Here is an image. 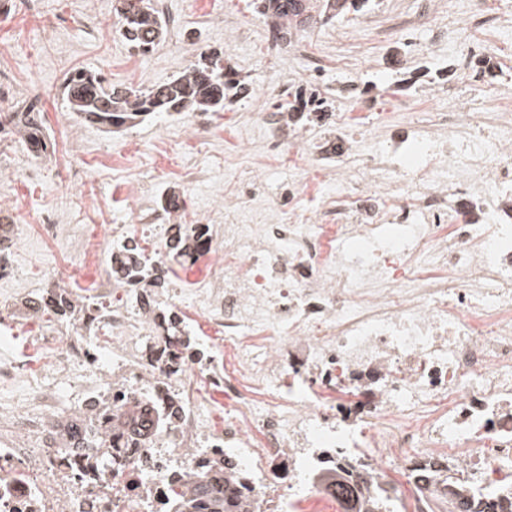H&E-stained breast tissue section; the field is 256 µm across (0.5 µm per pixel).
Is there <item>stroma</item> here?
<instances>
[{"label": "stroma", "instance_id": "obj_1", "mask_svg": "<svg viewBox=\"0 0 512 512\" xmlns=\"http://www.w3.org/2000/svg\"><path fill=\"white\" fill-rule=\"evenodd\" d=\"M32 11L18 0H0V97L15 101L17 110L41 108L52 146L42 156L44 172L37 190L26 177L30 154L16 140L0 142V205L10 206L20 224H31L46 207L57 209L73 234L53 242L30 234L14 243L8 256L15 275L0 281V298L44 288L50 272L72 271V288H85L105 277L107 261L84 263L76 243L98 235L109 243L112 227L125 224L139 203L130 189L149 185L153 201L179 194L185 207L181 224L196 223L200 213L223 211L237 198V175L263 169L271 176L306 175L302 155L285 160L247 152L245 144H260L264 127L245 120L257 101L287 78L289 88L302 84L310 65H318L325 85L367 81L380 89L377 124L386 118L431 116L447 109L448 102L430 86L392 95L388 89L396 74L380 66L388 46L379 30L400 15L413 14L416 0H380L378 10L350 14L332 24L315 26L292 41H272L266 19L256 13L252 0H164L169 14L180 21L151 53L142 55L119 34L117 0H35ZM469 39L495 45L501 72L493 91L472 94L469 107L482 111L494 96H512V18L494 33L470 31ZM219 50L225 66L237 70L254 90L244 100L210 118L207 131L195 135L190 118L158 116L134 128L106 132L96 124L80 122L69 112L63 82L69 70L83 68L101 73L108 81L132 85L161 84L179 76L204 50ZM84 167L80 186L65 185L59 171L71 160ZM192 164L204 172L201 181H182L180 170ZM53 316L5 321L0 336L9 337L31 369H51L47 355L33 351L29 336L46 328H65Z\"/></svg>", "mask_w": 512, "mask_h": 512}]
</instances>
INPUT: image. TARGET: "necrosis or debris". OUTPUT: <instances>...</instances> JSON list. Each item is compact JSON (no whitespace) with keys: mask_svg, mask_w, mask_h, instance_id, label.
Returning a JSON list of instances; mask_svg holds the SVG:
<instances>
[{"mask_svg":"<svg viewBox=\"0 0 512 512\" xmlns=\"http://www.w3.org/2000/svg\"><path fill=\"white\" fill-rule=\"evenodd\" d=\"M494 58L464 41L439 87L447 111L381 136L356 82L329 92L360 106L347 120L262 103L263 151H304L334 183L267 196L252 176L248 208L196 224L138 209L136 230L113 229L111 274L64 332L30 339L52 373L0 342V512H173L174 491L218 473L251 512H318L312 477L335 466L396 467L431 496L466 473L497 493L512 474V101L472 112L455 97ZM306 194L321 218L304 220ZM180 243L199 277L160 290L119 268L160 273ZM198 386L223 394L222 424Z\"/></svg>","mask_w":512,"mask_h":512,"instance_id":"obj_1","label":"necrosis or debris"}]
</instances>
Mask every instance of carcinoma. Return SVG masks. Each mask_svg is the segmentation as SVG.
Here are the masks:
<instances>
[{
    "label": "carcinoma",
    "mask_w": 512,
    "mask_h": 512,
    "mask_svg": "<svg viewBox=\"0 0 512 512\" xmlns=\"http://www.w3.org/2000/svg\"><path fill=\"white\" fill-rule=\"evenodd\" d=\"M118 9L120 35L137 51L152 52L164 39L166 24L152 6L151 0H120ZM257 12L271 21L273 39L285 40L292 32H300L326 18L333 19L348 12H359L368 0H253ZM216 52L200 54L177 78L146 88L108 82L100 74L74 69L65 79L64 93L70 111L82 121L101 125L112 132L131 128L146 118L166 113L222 112L232 106L231 98H240L246 83L237 72L221 65ZM321 102L304 95L297 87L277 105L281 112H309ZM18 137L36 157L46 149L45 131L37 112H0V133ZM61 289L59 304L39 310L59 319H72L74 308ZM320 485L336 486V502L342 512H392L389 502L393 486L379 476L373 489L349 475L336 471L319 480ZM193 494L208 500L210 512H244L209 481L199 482ZM454 512H512V505L499 503L486 509L479 499L465 500L463 491L448 487L444 498Z\"/></svg>",
    "instance_id": "carcinoma-1"
}]
</instances>
